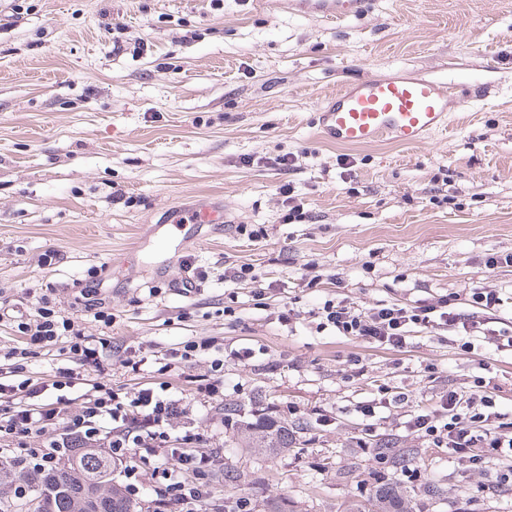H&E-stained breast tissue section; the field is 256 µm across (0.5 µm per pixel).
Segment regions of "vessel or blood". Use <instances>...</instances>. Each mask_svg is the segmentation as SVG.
<instances>
[{
    "instance_id": "vessel-or-blood-1",
    "label": "vessel or blood",
    "mask_w": 512,
    "mask_h": 512,
    "mask_svg": "<svg viewBox=\"0 0 512 512\" xmlns=\"http://www.w3.org/2000/svg\"><path fill=\"white\" fill-rule=\"evenodd\" d=\"M295 14L337 22L367 12L371 0H289ZM463 92L421 74L400 71L340 86L318 109L315 126L324 141L342 146L388 142L415 146L431 134L446 130ZM168 224L184 237H197L203 228L223 224L224 202L198 196L186 207L171 211Z\"/></svg>"
}]
</instances>
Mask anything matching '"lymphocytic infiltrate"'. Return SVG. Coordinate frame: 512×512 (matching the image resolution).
<instances>
[{
  "label": "lymphocytic infiltrate",
  "instance_id": "f902f5d3",
  "mask_svg": "<svg viewBox=\"0 0 512 512\" xmlns=\"http://www.w3.org/2000/svg\"><path fill=\"white\" fill-rule=\"evenodd\" d=\"M467 295L474 308L470 314L458 312L447 298L431 305L391 303L365 310L332 298L319 307L318 316L322 328L368 344L399 348L411 328L436 324L460 332L463 350H470L477 341L500 350L511 349L512 336L491 328L487 319L488 312L502 302L499 291L474 285L468 288ZM71 325L70 318L51 309L48 297H41L34 317L17 323L23 344L12 353L13 370H22L33 350L56 344L59 329L70 330ZM78 381V375L59 369L36 380L0 383V397L8 395L13 399L8 416L0 419V438L15 441L20 452L16 464L24 462L22 454L30 435L61 425L65 431L59 440L50 441L49 451L41 456V465L56 463V448H87L102 441L107 443L113 460L124 464L129 495H139L146 476L142 466L150 462L154 468L148 476L157 507L177 512L202 496L215 458L194 451L204 435L193 409L201 400L221 393L223 379L214 378L185 396L171 393L166 382L155 389L140 388L130 393L102 384L89 406L77 414L60 403L44 401L46 392L75 387ZM441 408L443 414L439 417L417 415L413 431L428 438L434 447L463 459L472 472L485 475L488 487L512 491V469L491 473L486 467L488 453L512 458V422L501 420L495 399L452 388L443 395Z\"/></svg>",
  "mask_w": 512,
  "mask_h": 512
}]
</instances>
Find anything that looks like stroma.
Wrapping results in <instances>:
<instances>
[{
	"instance_id": "stroma-1",
	"label": "stroma",
	"mask_w": 512,
	"mask_h": 512,
	"mask_svg": "<svg viewBox=\"0 0 512 512\" xmlns=\"http://www.w3.org/2000/svg\"><path fill=\"white\" fill-rule=\"evenodd\" d=\"M402 70L480 83L484 97L412 147L318 138L326 96ZM286 154L294 166H276ZM198 194L223 198L224 224L160 253L152 228ZM291 208L300 222H284ZM491 253H512V0H372L333 23L254 0H0V301L29 315L49 297L81 334L111 342L100 370L77 364L62 338L21 375L79 373L81 385L57 393L78 412L95 384L160 381L170 348L208 338L170 376L189 394L224 362L223 395L196 410L202 450L221 452L198 512H235L241 496L256 512H358L379 482L415 512H512V491L487 489L408 427L478 377L512 421V353L464 352L443 327L387 349L319 329L316 316L330 296L372 308L455 295L468 314L474 283L500 291L493 326L512 330V267L488 269ZM188 262L208 279L186 295ZM243 265L257 282L237 279ZM312 277L319 288L304 287ZM93 287L111 325L85 309ZM285 305L296 313L287 326ZM243 347L254 352L245 363L231 355ZM128 348L137 365L121 362ZM382 385L404 400L363 417ZM233 404L304 429L290 451H246L224 421ZM384 438L416 449L419 479L379 462L370 444ZM228 469L243 474L229 489Z\"/></svg>"
}]
</instances>
